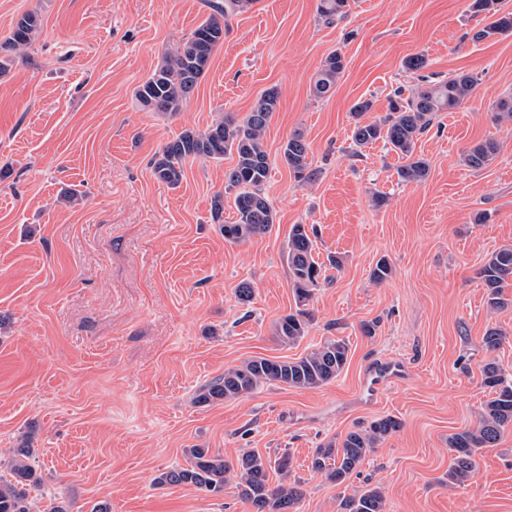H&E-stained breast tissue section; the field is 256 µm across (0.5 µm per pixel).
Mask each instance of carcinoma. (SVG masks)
Masks as SVG:
<instances>
[{"instance_id":"obj_1","label":"carcinoma","mask_w":512,"mask_h":512,"mask_svg":"<svg viewBox=\"0 0 512 512\" xmlns=\"http://www.w3.org/2000/svg\"><path fill=\"white\" fill-rule=\"evenodd\" d=\"M253 3L254 0H209V16L190 37L165 53L152 75L136 88L135 99L142 109L169 116L182 111L207 72L215 48L224 42L228 21L248 11ZM348 6L349 0H319L318 13L324 21L331 23L345 16ZM470 8L476 14L492 18L489 24L472 34L473 41L512 32V12H502L501 0H472ZM40 27V19L34 13L17 21L9 39L0 43V75L12 66L11 53L30 44ZM343 70L341 53L330 54L314 78V96L330 97ZM478 84V76L462 72L447 80L430 81L407 95L397 87L390 95L386 115L369 123L359 117L370 111L372 103L368 99L358 101L352 107L356 117L352 142L361 150L383 141L403 161L397 168L399 179L421 183L428 177L429 164L415 154L417 141L437 113L458 108ZM278 103V93L267 90L243 120L237 121L226 115L204 131L186 129L167 142L152 161L155 176L175 188L184 177L186 162L234 156L235 165L225 173V192H235V221L226 224L222 219L223 195L214 196L211 206L213 219L220 224V232L228 242L239 243L265 236L275 224L272 204L263 193L270 173L264 135ZM493 117L497 122L512 121V94L497 101ZM499 150L496 141L486 139L465 152L463 164L473 170L483 169L496 159ZM308 154L309 146L300 135L291 136L285 144L283 159L298 181L312 176L308 171ZM287 249L289 278L297 309L276 322L274 336L284 345H294L306 335L310 311L305 306L312 299L319 281L325 277V270L313 256L314 241L305 225L292 226ZM480 277L490 309L497 311L511 306L512 299L505 296V288L512 281V246L492 253L481 268ZM348 357L349 345L342 338L328 339L290 361L254 357L203 385L195 400L200 405H209L239 399L268 383L299 389L318 388L343 372ZM481 374L492 397L484 404L477 425L448 436V446L454 452L453 463L448 469L451 485L464 484L475 470L476 452L494 447L505 428L512 425V375L505 374L493 359L485 360ZM400 427L401 422L392 416L379 418L367 428L357 427L348 432L342 442L330 441L316 449L312 469L326 481L341 486L357 473L378 445ZM33 455L34 449L27 440L13 450L9 476H0V512H30L28 498L41 485V477L31 464ZM186 456L187 466L161 473L157 482L173 486L193 485L207 492L221 493L231 474L238 479L240 497L251 507V512H295L294 507L304 496L299 482L270 484V469L287 473L292 467L291 457L286 453L272 460L250 451L242 455L235 466L207 448H189ZM385 508L384 495L377 487L346 497L341 502L342 512H385Z\"/></svg>"}]
</instances>
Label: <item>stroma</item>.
<instances>
[{
  "mask_svg": "<svg viewBox=\"0 0 512 512\" xmlns=\"http://www.w3.org/2000/svg\"><path fill=\"white\" fill-rule=\"evenodd\" d=\"M349 4L327 25L318 0H255L230 21L184 110L167 117L143 110L135 89L208 16L207 0H0V42L21 15L41 19L0 76V475L29 440L42 477L34 512L52 500L67 512L100 502L111 512H250L233 480L217 495L158 483L193 446L232 464L248 451L290 454L289 475L270 480L301 481L296 512H340L343 497L369 487L387 512H512L511 429L478 451L464 485L446 482L449 435L476 424L491 397L480 374L488 329L503 332L491 356L512 374V307L489 310L479 277L512 245V122L493 119L512 91V34L473 42L489 19L471 0ZM335 51L345 68L330 98L315 99L312 79ZM416 54L428 61L419 76L403 67ZM459 72L480 82L418 140L423 183L400 182L384 142L355 152L357 101L371 100V122L396 87ZM270 89L274 228L229 243L211 203L232 156L186 163L175 188L150 161L183 130L243 119ZM295 134L309 146L303 182L282 160ZM488 138L500 145L494 164L466 167L463 153ZM295 224L316 226V260L335 255L341 266L315 290L306 336L288 346L273 327L296 308L286 263ZM382 258L392 274L378 283ZM245 280L247 306L236 298ZM329 338L350 352L322 387L195 401L247 359H294ZM385 365L401 375L372 395L371 374ZM385 416L402 426L358 475L337 487L312 470L321 444Z\"/></svg>",
  "mask_w": 512,
  "mask_h": 512,
  "instance_id": "35a3bbf8",
  "label": "stroma"
}]
</instances>
